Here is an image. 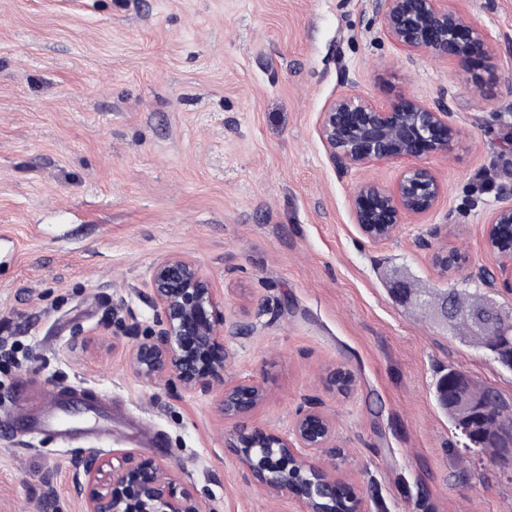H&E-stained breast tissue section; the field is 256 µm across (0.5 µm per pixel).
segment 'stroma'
Wrapping results in <instances>:
<instances>
[{"label": "stroma", "mask_w": 512, "mask_h": 512, "mask_svg": "<svg viewBox=\"0 0 512 512\" xmlns=\"http://www.w3.org/2000/svg\"><path fill=\"white\" fill-rule=\"evenodd\" d=\"M448 8L489 36L470 64L482 85L394 42L379 0H0V512H83L71 458L116 448L164 462L215 512H306L246 476L236 445L287 434L309 406L336 422L316 465L363 512H512V469L467 453L433 397L454 368L512 398V371L394 292L476 288L512 312L485 247L512 204V0ZM345 93L446 101L459 138L335 165L318 128ZM418 164L436 204L370 242L353 195ZM437 251L464 260L445 270ZM170 254L224 292L225 382L265 392L236 419L130 365ZM73 392L101 401L73 415L83 435L14 431Z\"/></svg>", "instance_id": "obj_1"}]
</instances>
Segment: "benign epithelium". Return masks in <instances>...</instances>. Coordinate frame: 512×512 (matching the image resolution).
I'll list each match as a JSON object with an SVG mask.
<instances>
[{"label":"benign epithelium","instance_id":"obj_1","mask_svg":"<svg viewBox=\"0 0 512 512\" xmlns=\"http://www.w3.org/2000/svg\"><path fill=\"white\" fill-rule=\"evenodd\" d=\"M444 0H381L383 25L395 41L418 51L452 61L458 76L469 79L472 52L486 45V33L467 24L443 5ZM333 163L344 167L370 159L418 156L422 152L449 153L458 129L448 122V104L432 106L402 100L389 110H377L356 94L332 101L319 127ZM441 193L431 169H406L394 190L374 183L362 185L352 200L361 232L373 242L390 238L407 216L429 211ZM487 247L512 270V205L502 206L488 225ZM154 323L157 330L137 342L130 356L133 370L150 382L165 380L188 392L213 393L224 418L230 420L263 398L253 385L224 384L229 354L224 352V320L217 292L191 260L167 257L150 274ZM443 322L465 316L484 336L483 348L494 349L512 339V320L486 304L461 312L448 298L433 304ZM453 382L462 390L451 402L468 412L498 414L512 409V399L492 393L477 404L467 395L473 377L456 371ZM334 419L313 408L297 412L288 435L251 433L241 438L240 463L249 474L276 494H294L309 512H325L317 499L344 501L338 512H356L357 488L312 462V455L329 447L335 435ZM502 448L499 464L512 466V422L506 420L493 433ZM78 495L85 496V512H213L210 501L177 495L176 476L167 465L142 459L130 450L112 452V460L81 454L72 460ZM304 470L307 484L294 482L289 470Z\"/></svg>","mask_w":512,"mask_h":512}]
</instances>
